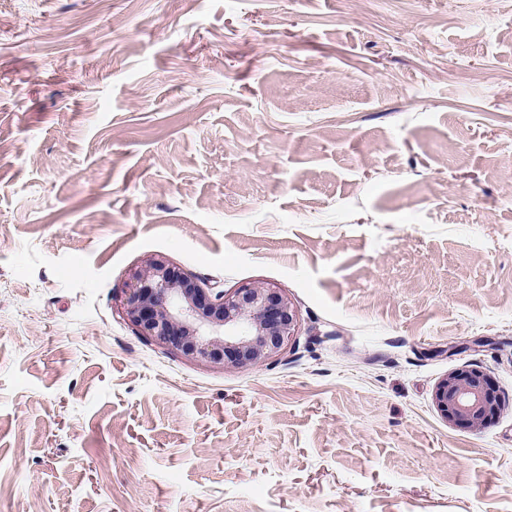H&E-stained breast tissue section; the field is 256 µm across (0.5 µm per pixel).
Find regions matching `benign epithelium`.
I'll return each instance as SVG.
<instances>
[{"instance_id":"obj_1","label":"benign epithelium","mask_w":512,"mask_h":512,"mask_svg":"<svg viewBox=\"0 0 512 512\" xmlns=\"http://www.w3.org/2000/svg\"><path fill=\"white\" fill-rule=\"evenodd\" d=\"M123 309L126 320L157 344L200 364L237 370L279 356L299 322L294 303L273 285L216 291L161 254L146 256L135 269ZM432 401L449 425L470 431L512 409V398L476 364L443 376Z\"/></svg>"}]
</instances>
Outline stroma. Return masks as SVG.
I'll return each instance as SVG.
<instances>
[{
	"mask_svg": "<svg viewBox=\"0 0 512 512\" xmlns=\"http://www.w3.org/2000/svg\"><path fill=\"white\" fill-rule=\"evenodd\" d=\"M160 254L282 354L123 314ZM512 0H0V512H512ZM131 279L123 304L126 320L200 364L258 367L279 356L298 327L294 303L270 284L214 291L160 254L146 256ZM432 401L450 426L479 431L509 408L506 397L489 374L476 364H469L443 376L435 385Z\"/></svg>",
	"mask_w": 512,
	"mask_h": 512,
	"instance_id": "stroma-1",
	"label": "stroma"
}]
</instances>
